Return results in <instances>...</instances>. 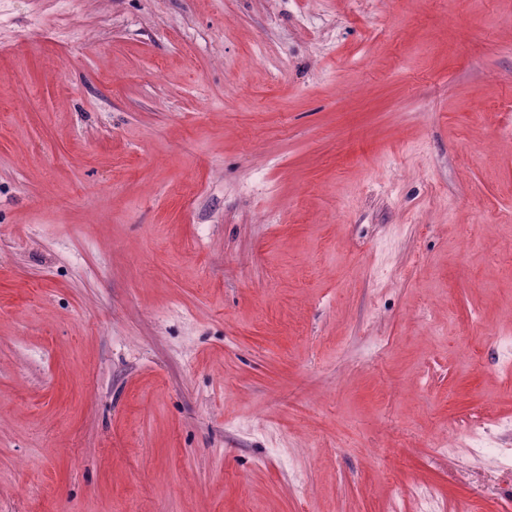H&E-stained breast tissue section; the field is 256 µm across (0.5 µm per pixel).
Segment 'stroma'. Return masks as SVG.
Returning a JSON list of instances; mask_svg holds the SVG:
<instances>
[{
    "mask_svg": "<svg viewBox=\"0 0 512 512\" xmlns=\"http://www.w3.org/2000/svg\"><path fill=\"white\" fill-rule=\"evenodd\" d=\"M509 338L512 0H0V512H512Z\"/></svg>",
    "mask_w": 512,
    "mask_h": 512,
    "instance_id": "obj_1",
    "label": "stroma"
}]
</instances>
